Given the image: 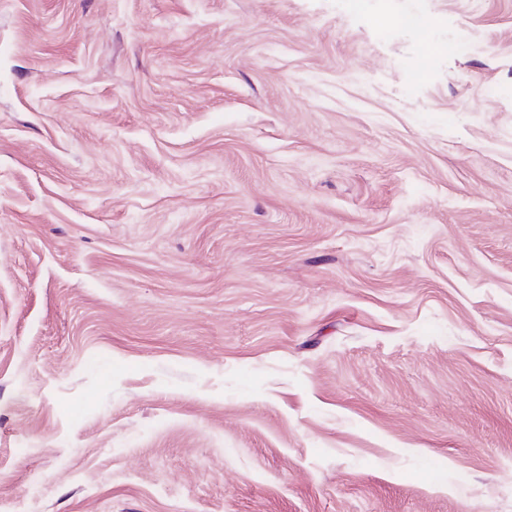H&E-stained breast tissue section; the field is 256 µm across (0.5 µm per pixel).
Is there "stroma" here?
Returning a JSON list of instances; mask_svg holds the SVG:
<instances>
[{
    "instance_id": "stroma-1",
    "label": "stroma",
    "mask_w": 512,
    "mask_h": 512,
    "mask_svg": "<svg viewBox=\"0 0 512 512\" xmlns=\"http://www.w3.org/2000/svg\"><path fill=\"white\" fill-rule=\"evenodd\" d=\"M365 2L0 0V512H512V0Z\"/></svg>"
}]
</instances>
